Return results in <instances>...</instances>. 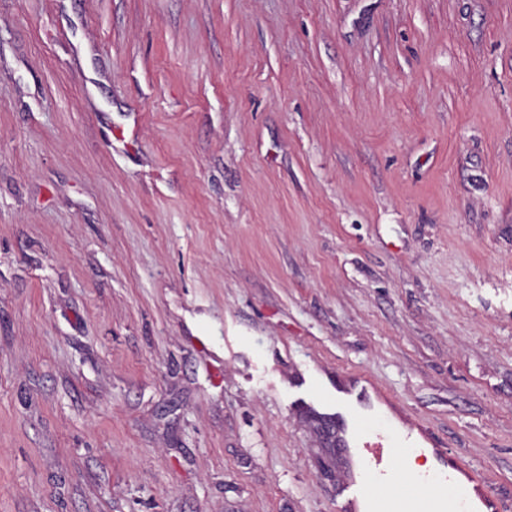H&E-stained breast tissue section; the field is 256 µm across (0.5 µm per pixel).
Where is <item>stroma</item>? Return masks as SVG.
Listing matches in <instances>:
<instances>
[{"label":"stroma","instance_id":"1","mask_svg":"<svg viewBox=\"0 0 512 512\" xmlns=\"http://www.w3.org/2000/svg\"><path fill=\"white\" fill-rule=\"evenodd\" d=\"M355 371L512 512V0H0V512H336Z\"/></svg>","mask_w":512,"mask_h":512}]
</instances>
